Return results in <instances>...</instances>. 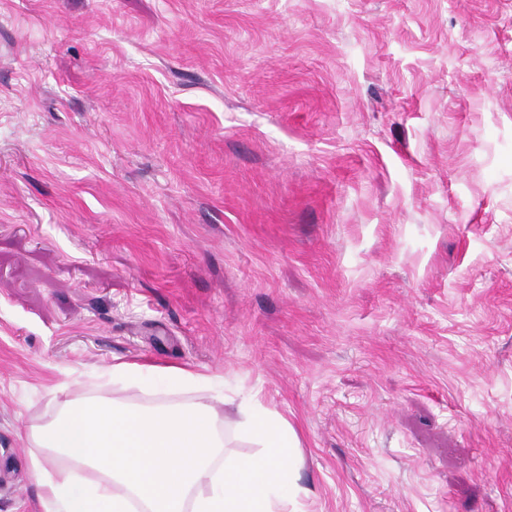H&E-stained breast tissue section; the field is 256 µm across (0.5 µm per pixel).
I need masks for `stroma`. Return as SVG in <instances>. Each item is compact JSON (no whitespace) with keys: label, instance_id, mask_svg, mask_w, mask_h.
<instances>
[{"label":"stroma","instance_id":"1","mask_svg":"<svg viewBox=\"0 0 512 512\" xmlns=\"http://www.w3.org/2000/svg\"><path fill=\"white\" fill-rule=\"evenodd\" d=\"M117 361L286 417L299 512H512V0H0V512ZM110 374H112V383H120L125 388L132 389H142V382L151 377H162L174 388L188 383L209 385L214 382L210 376L176 365L159 368L153 365L118 362L112 364Z\"/></svg>","mask_w":512,"mask_h":512}]
</instances>
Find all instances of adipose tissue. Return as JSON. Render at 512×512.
I'll return each mask as SVG.
<instances>
[{
  "label": "adipose tissue",
  "instance_id": "1",
  "mask_svg": "<svg viewBox=\"0 0 512 512\" xmlns=\"http://www.w3.org/2000/svg\"><path fill=\"white\" fill-rule=\"evenodd\" d=\"M113 382L141 388L212 384L188 368L118 362ZM239 426L257 455L227 451L223 420L208 401L141 403L81 396L31 427L45 512H292L299 495V440L276 411L242 409ZM58 462L56 475L44 472Z\"/></svg>",
  "mask_w": 512,
  "mask_h": 512
}]
</instances>
